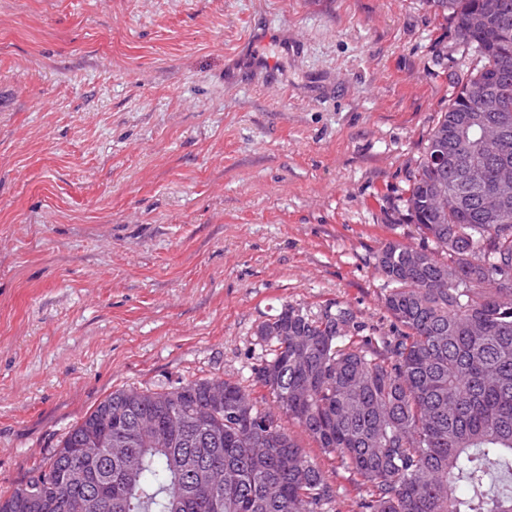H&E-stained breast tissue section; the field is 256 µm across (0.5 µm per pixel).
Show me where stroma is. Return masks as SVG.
Instances as JSON below:
<instances>
[{"mask_svg": "<svg viewBox=\"0 0 512 512\" xmlns=\"http://www.w3.org/2000/svg\"><path fill=\"white\" fill-rule=\"evenodd\" d=\"M476 66L424 0H0V491L112 391L250 385L285 305L388 335L375 256Z\"/></svg>", "mask_w": 512, "mask_h": 512, "instance_id": "obj_1", "label": "stroma"}]
</instances>
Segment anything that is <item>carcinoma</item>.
Instances as JSON below:
<instances>
[{
    "label": "carcinoma",
    "mask_w": 512,
    "mask_h": 512,
    "mask_svg": "<svg viewBox=\"0 0 512 512\" xmlns=\"http://www.w3.org/2000/svg\"><path fill=\"white\" fill-rule=\"evenodd\" d=\"M474 49L481 66L463 80L432 130L412 177L406 212L433 247L416 248L420 264L390 240L375 266L389 286L390 336L348 337L349 314L312 315L284 306L257 336L268 353L255 384L273 397L262 408L250 391L224 379L174 387L118 389L70 428L23 488L0 494V512H331L337 490L285 424L301 427L358 478L357 512H512V222L483 213L479 196L456 203L460 173L437 165L446 147L476 160L494 183L499 156L512 162V130L500 155L475 157L455 138L465 114L512 117V0L479 30L469 16L482 0H426ZM474 80L508 89L483 103L466 96ZM448 272V287L430 280ZM224 385V405L208 387ZM161 424L204 417L224 434L188 429L161 441L135 431V417ZM103 448L87 481L64 484L83 465L75 453Z\"/></svg>",
    "instance_id": "1"
}]
</instances>
